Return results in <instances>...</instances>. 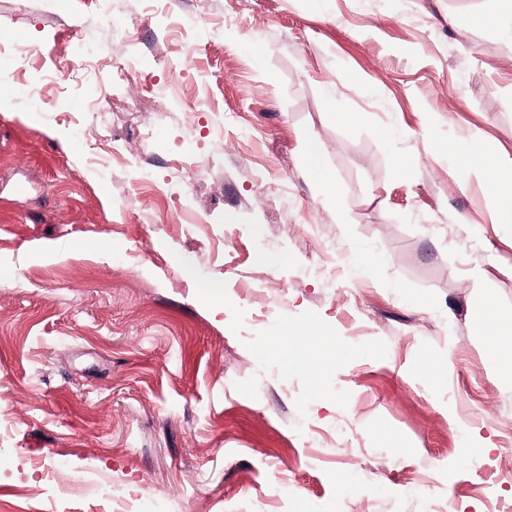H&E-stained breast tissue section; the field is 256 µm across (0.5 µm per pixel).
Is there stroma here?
Wrapping results in <instances>:
<instances>
[{"label": "stroma", "mask_w": 512, "mask_h": 512, "mask_svg": "<svg viewBox=\"0 0 512 512\" xmlns=\"http://www.w3.org/2000/svg\"><path fill=\"white\" fill-rule=\"evenodd\" d=\"M509 6L0 0L33 50L0 59V512H104L42 489L89 474L149 512H512V223L468 181L512 191ZM76 21L98 83L44 82L53 121L15 88ZM473 174L479 180L488 195H499L503 205L501 206L505 211L509 212L512 218V198L503 197L500 194V186L493 168L489 165H480L473 169ZM485 335L480 336L482 343L491 350H496L507 340L511 341V329H508L504 324L503 320L498 316L496 321H493L489 326L486 327Z\"/></svg>", "instance_id": "stroma-1"}]
</instances>
